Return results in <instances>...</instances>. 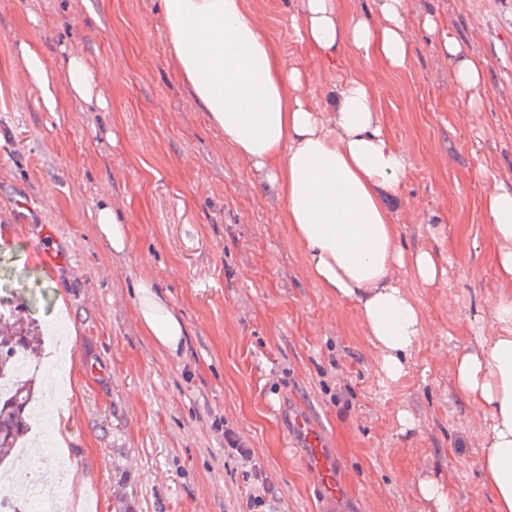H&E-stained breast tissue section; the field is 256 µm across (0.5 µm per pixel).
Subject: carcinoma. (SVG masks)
Instances as JSON below:
<instances>
[{"mask_svg":"<svg viewBox=\"0 0 512 512\" xmlns=\"http://www.w3.org/2000/svg\"><path fill=\"white\" fill-rule=\"evenodd\" d=\"M2 333L7 338H0V466L11 458L29 430L32 379L14 371L15 360L30 358L40 344L31 327L11 317L0 318Z\"/></svg>","mask_w":512,"mask_h":512,"instance_id":"carcinoma-1","label":"carcinoma"}]
</instances>
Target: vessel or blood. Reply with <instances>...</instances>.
Listing matches in <instances>:
<instances>
[{"label":"vessel or blood","mask_w":512,"mask_h":512,"mask_svg":"<svg viewBox=\"0 0 512 512\" xmlns=\"http://www.w3.org/2000/svg\"><path fill=\"white\" fill-rule=\"evenodd\" d=\"M293 435L302 441L306 455L304 463L318 477L317 494L324 500L339 499L343 493L342 484L337 476L339 461L325 446L320 428L302 413L294 415L290 422Z\"/></svg>","instance_id":"1"}]
</instances>
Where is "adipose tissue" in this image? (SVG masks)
Listing matches in <instances>:
<instances>
[{"mask_svg":"<svg viewBox=\"0 0 512 512\" xmlns=\"http://www.w3.org/2000/svg\"><path fill=\"white\" fill-rule=\"evenodd\" d=\"M162 7L180 78L223 130L225 144L266 170L312 280L328 296L355 306L379 352L381 372L400 381L420 349L425 319L394 271L411 267L418 282L432 285L444 273L443 257L423 249L409 258L397 245L384 197L400 188L408 162L385 132L372 85L346 79L330 106L320 108L301 96L303 74L284 68L246 0H162ZM302 8L297 36L326 61L348 51L394 70L408 64L402 0H380L378 23L344 13L339 0H302ZM20 47L43 110L59 111L65 95L99 102L100 77L82 57L69 56L58 73L37 43ZM482 206L500 244L493 263L506 287L492 307L495 335L478 336L475 347L454 353L452 382L488 422L480 468L494 512H512V190L488 192ZM135 313L160 352L173 356L184 346V322L151 286L139 288Z\"/></svg>","mask_w":512,"mask_h":512,"instance_id":"1","label":"adipose tissue"}]
</instances>
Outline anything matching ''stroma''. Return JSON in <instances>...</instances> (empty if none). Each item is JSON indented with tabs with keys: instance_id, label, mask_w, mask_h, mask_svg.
I'll use <instances>...</instances> for the list:
<instances>
[{
	"instance_id": "stroma-1",
	"label": "stroma",
	"mask_w": 512,
	"mask_h": 512,
	"mask_svg": "<svg viewBox=\"0 0 512 512\" xmlns=\"http://www.w3.org/2000/svg\"><path fill=\"white\" fill-rule=\"evenodd\" d=\"M247 5L313 103L350 77L373 85L409 162L398 244L450 258L431 286L394 272L425 314L421 348L405 377L383 380L355 308L312 281L265 172L225 145L179 78L161 0H0V311L44 335L35 391L53 418L72 417L62 512H428L416 497L425 476L452 480L457 512H493L478 467L485 423L455 391L451 362L495 333L502 283L480 199L512 189V0H403L402 71L312 55L293 27L302 0ZM447 35L481 63L478 90L457 86ZM23 39L58 70L83 56L104 76L106 109L43 111ZM104 198L130 226L126 254L95 228ZM42 248L66 263L45 272ZM144 282L185 323L179 355L160 353L135 317ZM297 409L340 461L342 501L317 495L288 432ZM228 429L275 488L263 502L249 501L254 473L227 452Z\"/></svg>"
}]
</instances>
